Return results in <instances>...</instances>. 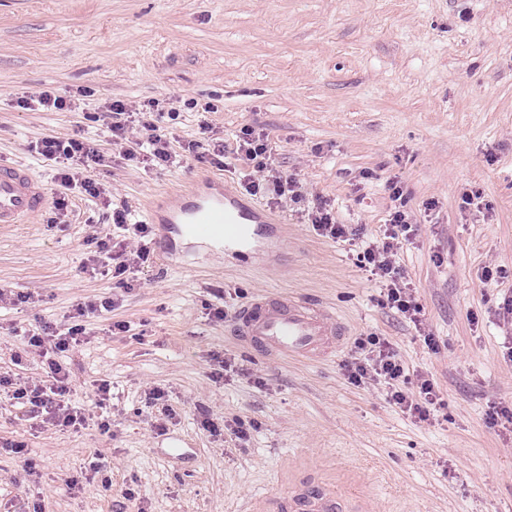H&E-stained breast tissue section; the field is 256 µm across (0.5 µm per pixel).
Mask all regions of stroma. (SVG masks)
<instances>
[{"instance_id": "35a3bbf8", "label": "stroma", "mask_w": 512, "mask_h": 512, "mask_svg": "<svg viewBox=\"0 0 512 512\" xmlns=\"http://www.w3.org/2000/svg\"><path fill=\"white\" fill-rule=\"evenodd\" d=\"M44 87L76 111L18 108V96ZM115 100L176 113V147L202 121L229 143L264 131L276 171L370 240L398 181L418 231L396 263L421 324L389 309L384 284L300 209L246 193L242 162L149 170L119 159L96 120ZM77 135L116 155L96 179L137 220L164 190L211 193V174L288 231L236 257L155 224V256L123 291L82 268L91 236L117 234L104 205L63 191L32 150ZM0 159L26 166L50 198L28 223L0 225V289L28 297L0 308V376L43 374L38 360L13 364L14 327L61 326L76 304L119 300L66 360L76 400L97 380L112 385V407L93 409V426L62 432L0 402V512H270L304 479L358 498L363 512H512V424L492 417L512 408V319L496 313L512 295V0H0ZM288 295L340 317L336 352L287 362L232 335L230 317L250 301ZM218 305L227 321L212 320ZM115 321L127 332L111 333ZM369 334L400 355L406 391L432 380L434 417L401 412L383 383L343 376ZM217 355L235 367L219 382ZM154 387L170 395L172 417L147 413ZM201 404L216 424L251 425L249 442L205 429ZM96 457L108 462L102 482L78 489Z\"/></svg>"}]
</instances>
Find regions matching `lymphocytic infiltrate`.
<instances>
[{
	"label": "lymphocytic infiltrate",
	"mask_w": 512,
	"mask_h": 512,
	"mask_svg": "<svg viewBox=\"0 0 512 512\" xmlns=\"http://www.w3.org/2000/svg\"><path fill=\"white\" fill-rule=\"evenodd\" d=\"M102 117L110 141L128 142L129 147L123 153L125 160L148 166L174 164L176 156L171 148L170 132L163 123L164 114L158 102H147L134 111L116 100L106 106ZM199 129V137L185 143L184 152L219 168L223 167L226 155H234L253 170L252 176L245 181L250 194L267 196L277 204L305 201L304 187L296 177L273 175L274 152L266 133L248 128L229 144L223 138L213 136L207 122H200ZM35 149L44 162L56 167L61 186H78L92 197H101L102 190L93 174L98 168L111 166L112 158L100 151L97 139L46 137L36 144ZM389 189L396 206L384 224L379 240L362 242L361 228L337 223L328 203L322 199L308 209L307 218L318 236L357 248L360 268L386 282L389 308L417 325L421 322L422 308L411 289L402 283V272L395 261L398 249L412 239L417 227L402 205L401 187L393 181ZM111 218L114 226L122 230V239L95 238V251L88 262L92 271L112 276L119 287L128 290L132 287L134 270L146 263L152 253L153 228L132 220L131 212L125 206L113 208ZM116 305V300L110 298L80 303L71 323L65 327L47 326L37 333L24 331V345L14 353L13 362L19 366L30 354H37L44 365V375L22 382L0 377V387L11 388L12 400L25 408L30 418L66 432L86 428L87 410L73 398L64 359L84 343L89 326ZM358 350V357L341 366L349 383L359 386L369 380L384 381L389 388L390 403L418 420H429L437 408V395L431 380L421 379L417 393L402 390L404 363L382 337L371 334L359 338Z\"/></svg>",
	"instance_id": "1"
}]
</instances>
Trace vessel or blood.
I'll use <instances>...</instances> for the list:
<instances>
[{"instance_id": "1", "label": "vessel or blood", "mask_w": 512, "mask_h": 512, "mask_svg": "<svg viewBox=\"0 0 512 512\" xmlns=\"http://www.w3.org/2000/svg\"><path fill=\"white\" fill-rule=\"evenodd\" d=\"M48 191L42 180L19 164L0 161V224H21L44 208ZM168 223L178 225L200 241L221 237L225 245H251L274 232L280 219L259 217L252 209L225 197L223 191L186 206L173 208ZM232 331L264 355L315 361L335 351L344 334L336 315L304 300L259 297L240 310ZM275 512H360L336 492L317 489L302 481L274 500Z\"/></svg>"}]
</instances>
